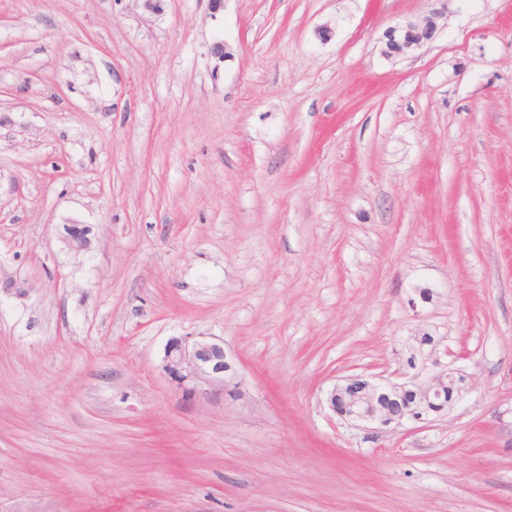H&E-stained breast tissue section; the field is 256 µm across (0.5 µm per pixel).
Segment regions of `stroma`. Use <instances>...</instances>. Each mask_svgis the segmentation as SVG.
I'll return each mask as SVG.
<instances>
[{"instance_id":"stroma-1","label":"stroma","mask_w":512,"mask_h":512,"mask_svg":"<svg viewBox=\"0 0 512 512\" xmlns=\"http://www.w3.org/2000/svg\"><path fill=\"white\" fill-rule=\"evenodd\" d=\"M0 512H512V0H0ZM436 29L434 13L421 22L408 21L393 26L386 32L384 53L386 56H398L421 48L434 37ZM91 228L85 224H66L62 240L67 249L74 253L86 251L90 245ZM165 371L186 393L207 394L213 382H223L224 372L230 369L224 353V344L198 337L191 343L181 339L172 340L165 352ZM193 383L186 387V383ZM431 372L425 381H420L422 374L428 370L422 365L417 376L403 383L376 382L362 375L349 376L334 385L328 395L331 410L340 418L356 420L380 427L391 424H401L404 420H425L429 416L431 406L436 403L444 390L454 383L456 372L439 359H433ZM413 392L419 397V404L411 405L405 401L407 392ZM378 404V407L376 404Z\"/></svg>"}]
</instances>
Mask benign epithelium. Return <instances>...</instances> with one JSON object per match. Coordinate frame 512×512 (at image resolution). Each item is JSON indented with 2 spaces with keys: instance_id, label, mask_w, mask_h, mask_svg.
Here are the masks:
<instances>
[{
  "instance_id": "obj_1",
  "label": "benign epithelium",
  "mask_w": 512,
  "mask_h": 512,
  "mask_svg": "<svg viewBox=\"0 0 512 512\" xmlns=\"http://www.w3.org/2000/svg\"><path fill=\"white\" fill-rule=\"evenodd\" d=\"M435 14L421 22L408 21L391 27L385 35L387 56L404 55L430 41L436 32ZM91 228L85 224H68L63 228L62 240L67 249L81 253L90 245ZM230 369L224 353V344L207 337L192 342L175 339L165 352V371L186 393L204 395L207 387L224 381V372ZM427 374L424 381L414 378L403 383L376 382L362 375L349 376L334 385L328 395L331 410L346 420H356L388 427L410 419L420 421L431 412L447 385L454 383L455 371L439 359L431 366H422L419 374Z\"/></svg>"
}]
</instances>
